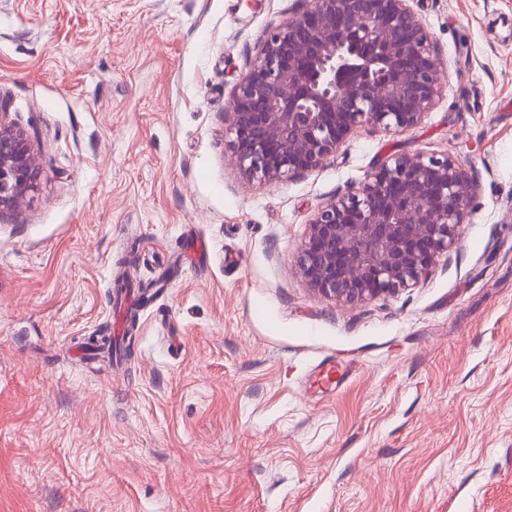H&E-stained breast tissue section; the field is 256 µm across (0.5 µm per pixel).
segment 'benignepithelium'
<instances>
[{
	"mask_svg": "<svg viewBox=\"0 0 512 512\" xmlns=\"http://www.w3.org/2000/svg\"><path fill=\"white\" fill-rule=\"evenodd\" d=\"M261 41L224 112L244 177L276 184L336 153L357 127L400 131L434 106L445 69L409 0H298ZM0 212L39 188L29 134L1 115ZM471 188L446 157L392 155L317 209L297 250L317 296L357 304L417 285L456 247Z\"/></svg>",
	"mask_w": 512,
	"mask_h": 512,
	"instance_id": "1",
	"label": "benign epithelium"
}]
</instances>
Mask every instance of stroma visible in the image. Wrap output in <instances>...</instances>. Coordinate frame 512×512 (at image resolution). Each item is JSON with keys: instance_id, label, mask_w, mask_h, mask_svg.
<instances>
[{"instance_id": "obj_1", "label": "stroma", "mask_w": 512, "mask_h": 512, "mask_svg": "<svg viewBox=\"0 0 512 512\" xmlns=\"http://www.w3.org/2000/svg\"><path fill=\"white\" fill-rule=\"evenodd\" d=\"M409 6L446 67L422 122L267 185L224 108L295 0H0V98L42 169L0 213V512H512V0ZM417 152L471 183L457 247L397 295H313L317 208ZM124 273L160 293L105 368L76 339L122 336Z\"/></svg>"}]
</instances>
